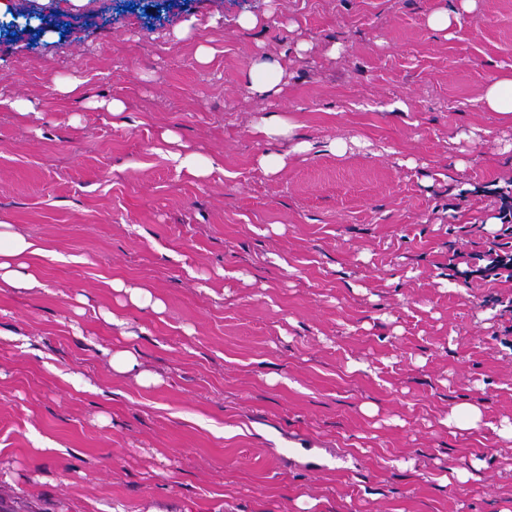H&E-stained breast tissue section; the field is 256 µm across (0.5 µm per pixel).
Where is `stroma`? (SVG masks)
<instances>
[{"label":"stroma","instance_id":"obj_1","mask_svg":"<svg viewBox=\"0 0 512 512\" xmlns=\"http://www.w3.org/2000/svg\"><path fill=\"white\" fill-rule=\"evenodd\" d=\"M458 5L21 0L0 99L35 112L0 108V224L42 285L0 288V512H512V280L448 268L492 245L512 183L481 101L512 0L429 27ZM263 54L286 75L260 100ZM74 76L90 105L56 92ZM275 111L311 148L268 176L251 125ZM168 130L218 170H177ZM463 402L477 426H443ZM284 77L285 70L278 59L270 56L258 58L248 74V92L254 98H269L279 93ZM109 284L111 288H114L116 291H124L125 293H128L130 303L140 309L150 308L151 310L157 312L160 308V301L154 299L153 295L147 288L139 286L127 287L122 283H115L113 281H111Z\"/></svg>","mask_w":512,"mask_h":512}]
</instances>
